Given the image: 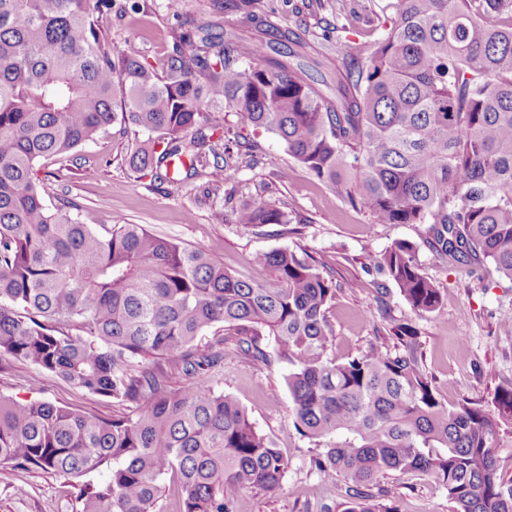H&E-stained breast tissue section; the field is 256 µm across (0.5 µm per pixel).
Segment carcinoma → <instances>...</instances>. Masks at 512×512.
Masks as SVG:
<instances>
[{
    "label": "carcinoma",
    "mask_w": 512,
    "mask_h": 512,
    "mask_svg": "<svg viewBox=\"0 0 512 512\" xmlns=\"http://www.w3.org/2000/svg\"><path fill=\"white\" fill-rule=\"evenodd\" d=\"M126 7L0 0V356L136 404L105 419L0 395V463L68 480V512H156L167 476L178 512H235L246 490L280 496L288 460L207 376L224 351L198 340L222 327L262 363L259 337L274 340L294 427L324 444L311 468L349 481L336 512H392L370 504L391 473L432 478L450 512H512V479L495 454L512 425V389L490 409L446 406L406 323L392 327L401 347L339 363L327 355L336 288L306 259L260 253L254 261L279 284L249 282L141 224L97 229L54 212L51 182L32 177L41 158L64 157L118 121L134 135L137 178L205 172L230 203L226 172L251 166L258 149L211 118L234 112L374 223L428 224L436 256L512 280V23L488 21L512 15V0H399L394 25L358 66H336L331 83L303 67L304 38L280 48L271 30L245 40L195 25L175 35L160 74L112 48L100 19ZM233 216L246 227L306 223L266 202ZM368 261L413 310L440 308L408 243ZM163 361L194 381L172 388ZM92 473L105 478L84 480Z\"/></svg>",
    "instance_id": "cac0c4a2"
}]
</instances>
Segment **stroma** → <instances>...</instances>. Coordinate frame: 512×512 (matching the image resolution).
<instances>
[{
  "mask_svg": "<svg viewBox=\"0 0 512 512\" xmlns=\"http://www.w3.org/2000/svg\"><path fill=\"white\" fill-rule=\"evenodd\" d=\"M398 0H259L255 21L243 12L220 9L214 0H138V6L103 23L112 30L116 49L133 48L140 59L163 71L173 34L186 21L224 35L249 36L268 24L309 41L328 60L365 56L384 28L397 17ZM232 131L257 141L253 167L229 171L240 202L266 201L305 216L302 224L245 227L217 219L224 192L205 177L187 180L179 189L153 178H134L125 164L131 143L117 127L101 131L80 146L75 161L44 158L39 176L54 183L52 207L95 226L141 224L149 231L203 250L237 276L262 284L276 281L273 270L254 257L289 249L306 258L336 285L327 317L335 328L330 357H348L383 343L396 346L392 324L406 322L416 332L419 365L439 399L453 407L468 402L487 407L498 389L512 387V281L484 267H466L436 257L428 245V225L376 224L365 211L350 207L334 188L301 168L271 133L253 130L241 117L228 115ZM413 246L421 273L439 288L442 306L435 313L411 309L399 288L376 269L360 264L384 253L395 242ZM224 345V362L210 372L214 386L245 408L255 427L278 443L289 460L279 497L257 491L241 494L237 512H325L345 496L346 483L336 473L311 469L318 448L293 427L286 385L288 367L264 364L239 352L237 338L217 328L201 346ZM0 394L17 400H44L103 418L121 414L116 400L90 394L27 362L0 357ZM386 504L399 512H449L445 490L427 477L392 474L383 481ZM71 491L63 479L39 468L0 464V512H66Z\"/></svg>",
  "mask_w": 512,
  "mask_h": 512,
  "instance_id": "1",
  "label": "stroma"
}]
</instances>
